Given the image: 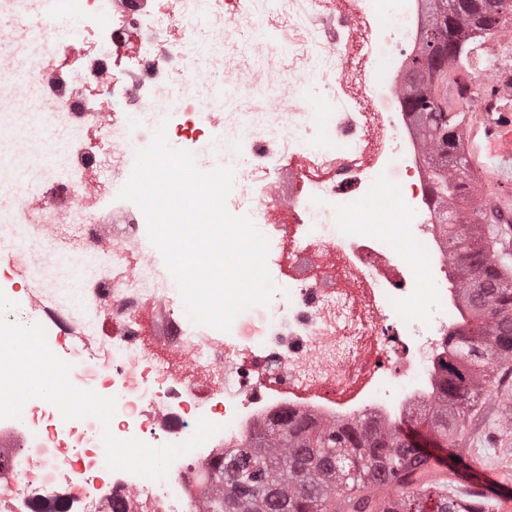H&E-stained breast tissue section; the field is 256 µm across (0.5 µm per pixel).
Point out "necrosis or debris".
<instances>
[{
	"mask_svg": "<svg viewBox=\"0 0 512 512\" xmlns=\"http://www.w3.org/2000/svg\"><path fill=\"white\" fill-rule=\"evenodd\" d=\"M382 2L0 0V237L18 242L0 281L22 297L8 321L48 322L72 384L116 398L117 438L178 445L199 419L219 427L151 480L107 467L98 420L31 399L0 419V512H199L215 461L282 413L383 427L433 404L448 335L471 318L402 104L426 0L390 27ZM51 4L71 33L49 26ZM228 83L243 90L229 106ZM254 87L272 91L264 108ZM160 107L176 148L221 142L235 159L226 207L270 242L257 329L186 319L142 210L118 197L155 134L126 115ZM388 184L411 206L400 234Z\"/></svg>",
	"mask_w": 512,
	"mask_h": 512,
	"instance_id": "necrosis-or-debris-1",
	"label": "necrosis or debris"
}]
</instances>
